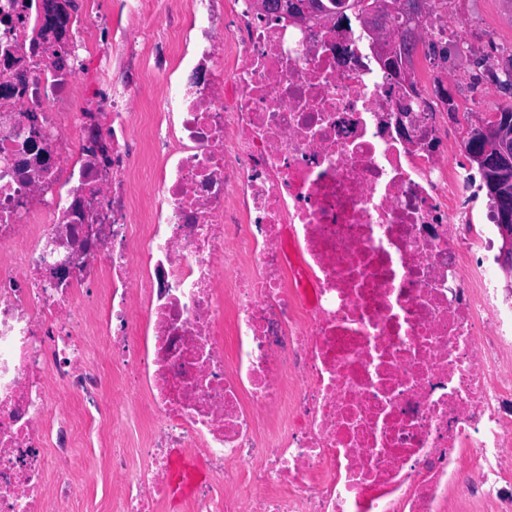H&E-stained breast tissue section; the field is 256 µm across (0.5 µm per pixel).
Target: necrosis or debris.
Returning <instances> with one entry per match:
<instances>
[{
  "instance_id": "necrosis-or-debris-1",
  "label": "necrosis or debris",
  "mask_w": 512,
  "mask_h": 512,
  "mask_svg": "<svg viewBox=\"0 0 512 512\" xmlns=\"http://www.w3.org/2000/svg\"><path fill=\"white\" fill-rule=\"evenodd\" d=\"M45 3L0 0V512H75L80 448L113 512H158L173 448L212 473L187 512H512L471 0L403 81L351 0H79L61 42Z\"/></svg>"
}]
</instances>
